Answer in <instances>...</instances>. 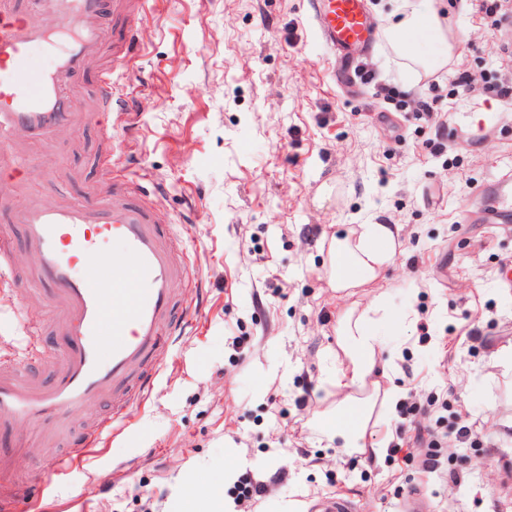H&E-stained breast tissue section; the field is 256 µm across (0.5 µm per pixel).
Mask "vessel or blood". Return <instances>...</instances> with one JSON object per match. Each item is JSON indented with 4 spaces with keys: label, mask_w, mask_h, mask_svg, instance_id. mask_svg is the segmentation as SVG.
Returning <instances> with one entry per match:
<instances>
[{
    "label": "vessel or blood",
    "mask_w": 512,
    "mask_h": 512,
    "mask_svg": "<svg viewBox=\"0 0 512 512\" xmlns=\"http://www.w3.org/2000/svg\"><path fill=\"white\" fill-rule=\"evenodd\" d=\"M34 13L16 0H0V214L21 225L28 250L19 290H42L59 310L53 325L60 340L57 371L42 377L34 352L42 341L40 322L29 324V353L0 363V512L40 495L39 487L13 482L10 472L31 424L63 442V453L43 467L67 474L104 433L125 420L131 392L148 395L153 355L190 326L174 313V281L197 290L185 258L157 227L150 206L132 192L126 171L111 149L101 162L111 175L82 203L54 206L34 202L13 210L20 171L32 144L49 145L73 127L82 107L76 76H95V109H124L113 95L117 78L105 50L109 20L134 0H32ZM313 23L321 42L344 61L373 48L377 25L367 0H314ZM50 64H42V57ZM96 256L97 265L85 262ZM114 400L110 415L72 431V413L96 398Z\"/></svg>",
    "instance_id": "1"
}]
</instances>
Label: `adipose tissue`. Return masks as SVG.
Returning a JSON list of instances; mask_svg holds the SVG:
<instances>
[{"mask_svg": "<svg viewBox=\"0 0 512 512\" xmlns=\"http://www.w3.org/2000/svg\"><path fill=\"white\" fill-rule=\"evenodd\" d=\"M427 32L444 42L445 56H452L455 43L448 40L441 24L437 0H404L392 13L383 34L394 51L417 57V37ZM396 255L394 233L387 224H362L354 232L333 235L328 248V277L336 290L368 288L380 271L393 263ZM388 320L383 296L373 298L367 312L358 318L344 317L340 348L347 366L336 367L327 380L336 388H362L377 374L375 350L381 341L380 329ZM367 421L364 404L350 403L337 408L335 417L320 419L329 428L330 438L344 448L358 447Z\"/></svg>", "mask_w": 512, "mask_h": 512, "instance_id": "ef3b65f1", "label": "adipose tissue"}]
</instances>
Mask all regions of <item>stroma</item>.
<instances>
[{
    "label": "stroma",
    "instance_id": "1",
    "mask_svg": "<svg viewBox=\"0 0 512 512\" xmlns=\"http://www.w3.org/2000/svg\"><path fill=\"white\" fill-rule=\"evenodd\" d=\"M442 2L455 50L434 82L382 37L356 96L336 83L309 0H150L111 18L113 40L135 32L116 87L126 114L56 140L54 176L30 167L15 202L84 201L111 137L159 224L191 226L202 286L191 329L158 353L153 388L120 434L60 477L41 468L51 444L29 439L15 471L44 484L39 512H192L194 482L235 512H307L336 492L357 512H400L413 490L434 512H512V282L502 274L512 223H488L484 193L512 176V101L455 80L460 69L499 77L505 33L469 0ZM380 85L403 102L375 98ZM421 98L433 116L417 112ZM375 222L397 242L378 280L391 323L375 358L382 386L402 397L393 406L372 387L350 389L374 401L351 452L316 421L342 399L322 382L343 355L341 320L370 296L331 288L322 259L338 225ZM54 314L49 299L0 280V360L21 357L25 320ZM458 412L476 420L479 445L447 438ZM427 425L443 436L432 473L423 449L396 434ZM238 478L260 496L238 498Z\"/></svg>",
    "mask_w": 512,
    "mask_h": 512
}]
</instances>
